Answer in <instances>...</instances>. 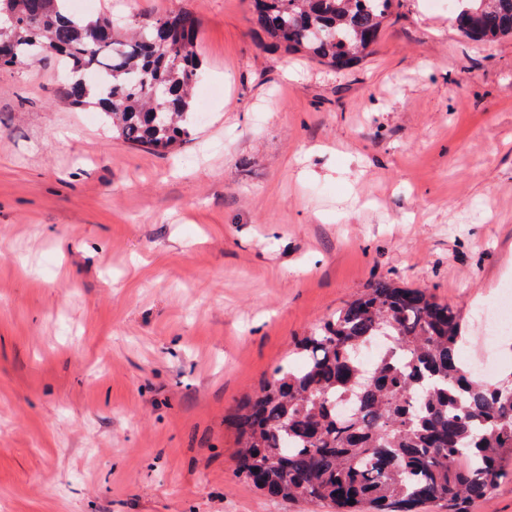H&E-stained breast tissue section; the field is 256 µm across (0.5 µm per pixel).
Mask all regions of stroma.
I'll return each instance as SVG.
<instances>
[{"instance_id": "stroma-1", "label": "stroma", "mask_w": 512, "mask_h": 512, "mask_svg": "<svg viewBox=\"0 0 512 512\" xmlns=\"http://www.w3.org/2000/svg\"><path fill=\"white\" fill-rule=\"evenodd\" d=\"M201 21L190 140L113 138L0 68V512H332L235 473L230 421L379 279L459 313L512 281V38L394 0L339 72L265 51L247 0H88Z\"/></svg>"}]
</instances>
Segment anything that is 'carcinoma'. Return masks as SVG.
Listing matches in <instances>:
<instances>
[{
	"instance_id": "1",
	"label": "carcinoma",
	"mask_w": 512,
	"mask_h": 512,
	"mask_svg": "<svg viewBox=\"0 0 512 512\" xmlns=\"http://www.w3.org/2000/svg\"><path fill=\"white\" fill-rule=\"evenodd\" d=\"M68 0H0L18 32L0 66L54 56L58 97L102 112L125 142L164 153L191 136L200 74L199 18H144L131 34ZM467 37L512 35V0H455ZM393 0H249L266 46L336 70L369 55ZM383 340L371 366L363 352ZM460 317L420 288L377 280L295 344L233 420L236 473L271 499L337 512H416L440 501L468 512L512 462V371L489 383L460 360Z\"/></svg>"
}]
</instances>
